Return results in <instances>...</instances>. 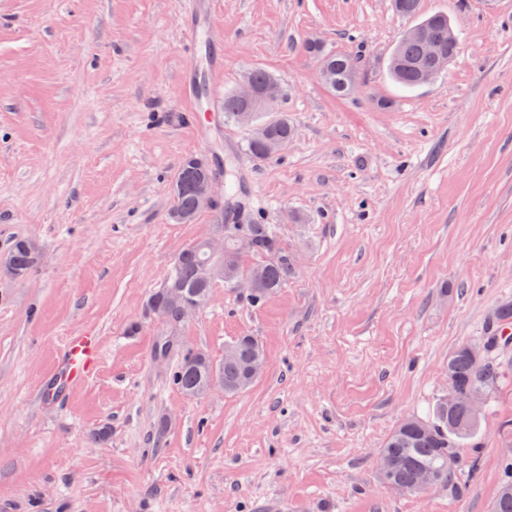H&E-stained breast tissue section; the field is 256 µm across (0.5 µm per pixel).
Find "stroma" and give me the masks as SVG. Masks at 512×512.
Segmentation results:
<instances>
[{
  "label": "stroma",
  "mask_w": 512,
  "mask_h": 512,
  "mask_svg": "<svg viewBox=\"0 0 512 512\" xmlns=\"http://www.w3.org/2000/svg\"><path fill=\"white\" fill-rule=\"evenodd\" d=\"M391 0H214L224 90L260 67L286 93V151L255 158L249 126L197 138L185 73V0H0V255L39 251L0 279V512H489L512 428V345L488 397L477 472L460 492H396L377 450L448 386V354L512 300V0H421L459 49L407 90L386 60L409 26ZM358 62L330 92L307 42ZM247 173L239 221L280 227L294 275L264 306L216 282L175 353L146 308L179 252L216 233L214 213L169 220L182 161ZM94 336L84 382L45 388L71 337ZM257 337L246 391L189 397L180 354L222 361ZM108 432L93 439L98 428ZM9 253L8 258L17 278H25L38 260L36 247L24 238L18 239Z\"/></svg>",
  "instance_id": "obj_1"
}]
</instances>
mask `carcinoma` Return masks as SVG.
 <instances>
[{
  "instance_id": "obj_1",
  "label": "carcinoma",
  "mask_w": 512,
  "mask_h": 512,
  "mask_svg": "<svg viewBox=\"0 0 512 512\" xmlns=\"http://www.w3.org/2000/svg\"><path fill=\"white\" fill-rule=\"evenodd\" d=\"M396 14L403 18L414 19L420 12V0H392ZM419 25L425 27L429 38L436 42L448 58H453L458 45H448V16L432 15ZM423 44L407 34H402L394 47L389 60V73L400 85L414 88L424 84L432 77L422 65ZM324 81L327 87L342 96L353 89L356 74L349 64V56L330 54L321 58ZM259 119L265 123L272 134L288 144L292 137V126L288 116L283 113L262 112ZM194 157L186 158L175 177L171 187L172 207L170 216L173 220L185 223L190 221L197 210L195 208L196 185L202 170L193 164ZM226 233L244 234L254 243V250L249 252L253 262H246L240 256L236 273L257 268L260 278L248 302L253 307L263 305L277 290L288 281L295 272L293 256L283 244L280 230L276 224H221ZM8 258L16 272V277H26L38 260V252L33 243L21 238L10 250ZM204 253L198 244H189L176 258L168 273L167 284L180 288L188 295L210 291L214 280L203 273ZM147 308L156 315L167 318L170 324L177 323L179 310L167 305L161 291L151 294ZM512 322V302L499 306L481 340L494 350H499L512 343V336L501 335V327ZM236 355L224 358V364L217 372L224 375V393L236 394L248 388L252 381L246 378L247 361L264 355L259 340L254 336H239L233 341ZM214 369L211 361L201 365L196 354L187 352L177 362L172 374L173 384L185 395L195 396L204 378ZM448 373L454 390L455 401L450 403L446 396L435 402L428 417L407 416L400 420L387 436L383 448L377 457L392 460L391 481L402 492H411L417 475L422 470H429L436 475L437 481L450 488L455 486L458 467L462 463L461 449L471 448L475 455L469 461L471 472L478 470V449L480 433L485 418L475 420L465 404L467 395L477 388L492 391L500 386L505 369L492 354L490 360L477 361L471 354L470 344L462 343L448 354ZM503 476L497 496L492 505V512H512V456L502 458Z\"/></svg>"
}]
</instances>
